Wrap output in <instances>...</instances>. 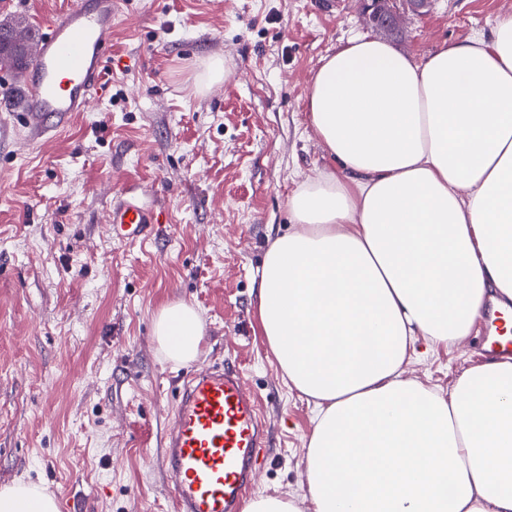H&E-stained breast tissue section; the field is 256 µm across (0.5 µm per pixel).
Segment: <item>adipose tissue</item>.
<instances>
[{
    "label": "adipose tissue",
    "mask_w": 512,
    "mask_h": 512,
    "mask_svg": "<svg viewBox=\"0 0 512 512\" xmlns=\"http://www.w3.org/2000/svg\"><path fill=\"white\" fill-rule=\"evenodd\" d=\"M307 109L345 177L288 198L256 288L262 333L313 399L309 512H512V357L448 395L404 379L418 338L450 345L512 306V17L425 61L358 36L324 59ZM167 356L194 361L202 324L165 308ZM0 512H58L24 483Z\"/></svg>",
    "instance_id": "ef3b65f1"
}]
</instances>
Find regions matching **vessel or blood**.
<instances>
[{
    "label": "vessel or blood",
    "instance_id": "obj_1",
    "mask_svg": "<svg viewBox=\"0 0 512 512\" xmlns=\"http://www.w3.org/2000/svg\"><path fill=\"white\" fill-rule=\"evenodd\" d=\"M116 0H73L33 44L25 77L22 124L34 131L86 111L104 91L102 75L112 56ZM107 222L121 239L149 238L152 208L123 201ZM264 434L254 400L239 375L216 369L192 374L178 401L177 424L165 436L176 512H240L257 448Z\"/></svg>",
    "mask_w": 512,
    "mask_h": 512
}]
</instances>
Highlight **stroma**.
I'll return each mask as SVG.
<instances>
[{
  "mask_svg": "<svg viewBox=\"0 0 512 512\" xmlns=\"http://www.w3.org/2000/svg\"><path fill=\"white\" fill-rule=\"evenodd\" d=\"M72 0H0V25L43 23ZM106 93L55 131L19 121L24 71L0 68V487L52 495L59 512H174L159 450L189 374L240 373L266 443L253 495L303 498L313 406L286 385L252 295L288 198L344 176L306 107L313 75L349 38L376 37L358 0H119ZM512 0H435L390 43L417 59L490 35ZM226 74L204 88L203 64ZM126 195L160 211L144 242L105 222ZM201 318L196 361L155 336L167 305ZM477 336L418 340L404 378L447 394L482 363Z\"/></svg>",
  "mask_w": 512,
  "mask_h": 512,
  "instance_id": "stroma-1",
  "label": "stroma"
}]
</instances>
